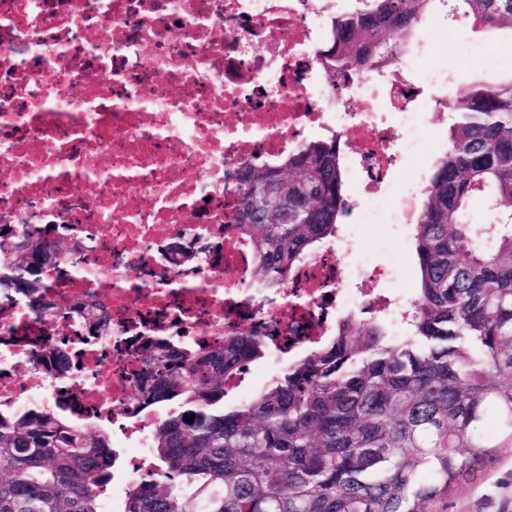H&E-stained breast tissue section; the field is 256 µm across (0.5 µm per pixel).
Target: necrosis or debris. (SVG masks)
Masks as SVG:
<instances>
[{"label":"necrosis or debris","mask_w":512,"mask_h":512,"mask_svg":"<svg viewBox=\"0 0 512 512\" xmlns=\"http://www.w3.org/2000/svg\"><path fill=\"white\" fill-rule=\"evenodd\" d=\"M346 0H0V229L55 225L92 235L72 269L40 292L43 317L0 290V415L30 404L115 431L130 487L148 465L154 418L137 408L146 338L205 340L244 326L258 336L329 337L343 314L374 307L341 264L342 230L276 295L249 288L252 253L227 225L245 162L337 135L349 178L385 180L395 152L430 136L404 72L366 74L339 92L317 55ZM187 229L208 235L199 267L162 260ZM101 305L112 334L90 339L78 309ZM82 354L62 374L50 350Z\"/></svg>","instance_id":"obj_1"}]
</instances>
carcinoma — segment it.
I'll use <instances>...</instances> for the list:
<instances>
[{
  "mask_svg": "<svg viewBox=\"0 0 512 512\" xmlns=\"http://www.w3.org/2000/svg\"><path fill=\"white\" fill-rule=\"evenodd\" d=\"M439 0H352L334 14L317 51L332 90L400 68L418 25ZM473 25L512 37V0H456ZM445 151L421 194L414 235L419 279L409 332L365 311L306 350L245 400L229 383L265 357L268 340L239 328L212 350L149 340L141 363L152 385L139 406L153 427L150 472L119 512H427L493 448H512V75L494 86L455 84ZM345 156L334 136L277 162L240 167L231 229L253 252L250 287L274 291L350 210ZM263 185L277 206L256 208ZM478 199L494 216L469 222ZM68 246L36 230L0 243V288L38 307L35 289ZM98 336L112 323L81 311ZM194 415V420L186 417ZM495 415L492 443L480 429ZM116 453L103 427L37 408L0 417V512H104L99 486Z\"/></svg>",
  "mask_w": 512,
  "mask_h": 512,
  "instance_id": "cac0c4a2",
  "label": "carcinoma"
}]
</instances>
